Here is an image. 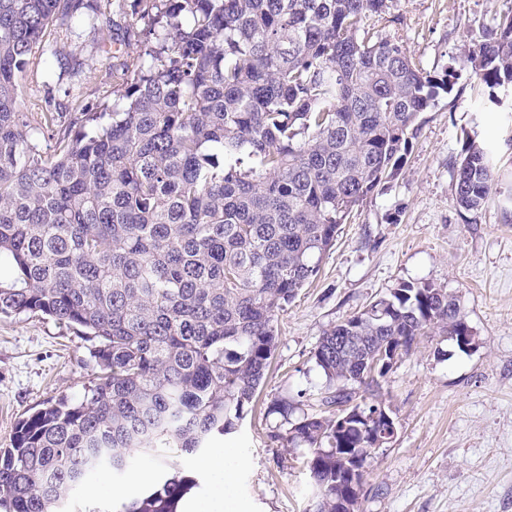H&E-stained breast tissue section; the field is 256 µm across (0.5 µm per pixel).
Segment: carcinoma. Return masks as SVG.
Returning <instances> with one entry per match:
<instances>
[{
  "mask_svg": "<svg viewBox=\"0 0 512 512\" xmlns=\"http://www.w3.org/2000/svg\"><path fill=\"white\" fill-rule=\"evenodd\" d=\"M101 0H0V317L40 314L95 341L98 375L20 420L0 448V512H64L72 492L137 450L193 454L237 431L277 346L276 323L348 220L400 174L423 112L458 75L426 70L385 34L393 0H137L112 69V111L75 97L40 109L43 152L20 112L24 78L76 75L53 26L107 22ZM53 56L59 73L43 67ZM482 102L512 90V9L469 47ZM456 205L498 193L495 151L465 137ZM467 323L456 296L401 283L324 332L326 389L278 399L274 438L306 449L311 512H338L366 479L390 411L365 362ZM174 476L120 512H178Z\"/></svg>",
  "mask_w": 512,
  "mask_h": 512,
  "instance_id": "carcinoma-1",
  "label": "carcinoma"
}]
</instances>
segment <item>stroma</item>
Masks as SVG:
<instances>
[{"label":"stroma","instance_id":"1","mask_svg":"<svg viewBox=\"0 0 512 512\" xmlns=\"http://www.w3.org/2000/svg\"><path fill=\"white\" fill-rule=\"evenodd\" d=\"M134 0H109L111 25L76 26L58 34L61 49H80L79 81L45 84L28 77L24 107L61 109L91 92L95 106L112 102V68L105 45L121 37ZM512 0H395L399 24L389 27L428 70L456 69L454 95L424 112L407 162L390 187L370 196L348 223L318 275L277 322L278 345L255 407L221 447L236 452V478L225 497L228 512H307L312 489L303 451L273 439L281 418L271 402L306 392L318 397L325 378L311 353L323 333L404 281H426L456 295L477 344L422 337L397 363L383 392L398 435L377 449L362 499L363 512H512V121L491 107L477 110L465 47ZM497 146L501 187L475 214L454 201V172L464 137ZM90 341L37 314L0 318V448L17 421L60 395L83 394L93 364ZM199 455L139 453L122 475L102 472L77 488L70 512H110L140 496L157 478L188 471L192 496L217 488Z\"/></svg>","mask_w":512,"mask_h":512}]
</instances>
